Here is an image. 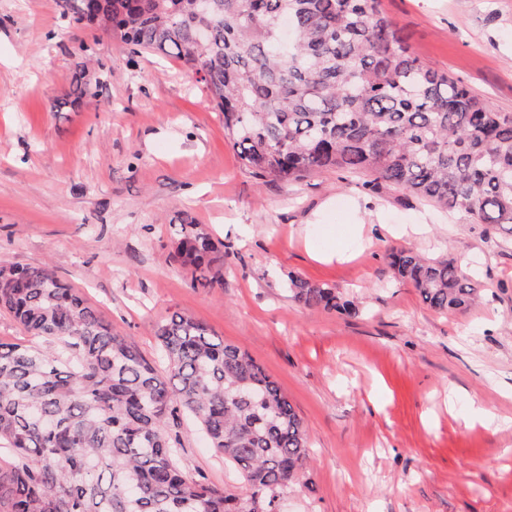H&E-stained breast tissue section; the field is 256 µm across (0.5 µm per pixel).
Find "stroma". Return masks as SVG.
<instances>
[{"label":"stroma","instance_id":"obj_1","mask_svg":"<svg viewBox=\"0 0 512 512\" xmlns=\"http://www.w3.org/2000/svg\"><path fill=\"white\" fill-rule=\"evenodd\" d=\"M383 5L423 62L512 112V0ZM84 68L92 96L58 111ZM178 216L224 242L223 287H192L173 261ZM400 246L463 260L479 303L427 308L389 265ZM0 260L50 264L147 358L175 312L248 352L310 436L280 512H512V240L336 170L259 179L194 75L73 26L55 0H0ZM292 275L358 315L295 303ZM475 405L495 423L469 424ZM179 455L236 480L198 437Z\"/></svg>","mask_w":512,"mask_h":512}]
</instances>
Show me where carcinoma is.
<instances>
[{
  "instance_id": "1",
  "label": "carcinoma",
  "mask_w": 512,
  "mask_h": 512,
  "mask_svg": "<svg viewBox=\"0 0 512 512\" xmlns=\"http://www.w3.org/2000/svg\"><path fill=\"white\" fill-rule=\"evenodd\" d=\"M64 16L174 59L224 115L242 164L282 182L342 170L512 237V113L425 64L382 0H57ZM172 257L194 285L224 284V255L177 224ZM429 308L478 298L461 263L388 254ZM309 310L358 314L336 288L289 277ZM0 310L44 346L0 341V512H279L310 461L303 420L240 347L175 312L156 329L166 368L47 265L0 261ZM191 414L238 490L178 455Z\"/></svg>"
}]
</instances>
